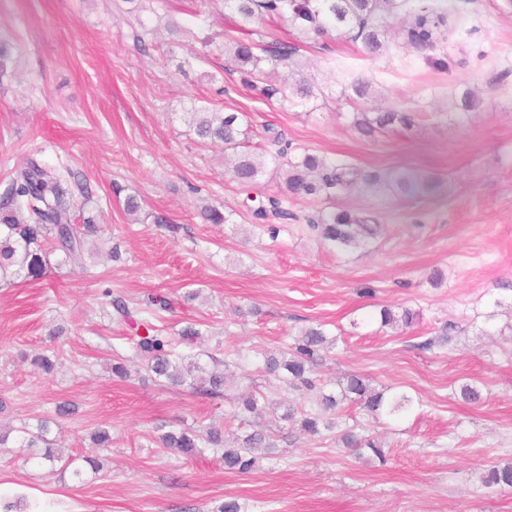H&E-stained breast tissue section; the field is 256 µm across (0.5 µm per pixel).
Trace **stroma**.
<instances>
[{
    "label": "stroma",
    "mask_w": 512,
    "mask_h": 512,
    "mask_svg": "<svg viewBox=\"0 0 512 512\" xmlns=\"http://www.w3.org/2000/svg\"><path fill=\"white\" fill-rule=\"evenodd\" d=\"M424 3L402 0L372 54L275 19L242 23L223 0H0V40L13 47L0 84V194L34 156L87 182L76 215L99 227L83 266L53 252L44 276L0 286V426L52 421L62 454L77 458L90 455L95 428L112 434L100 471L79 480L1 448L0 493L62 499L69 512H216L228 499L241 512H512L511 488L480 482L487 466L512 461V0H435L444 22L434 46L418 47L400 30ZM228 34L292 45L290 70L315 98L296 107L254 95L216 48ZM357 81L368 98L354 95ZM201 106L246 115L251 150L265 158L252 187L232 180L221 145L196 135L189 114ZM391 110L416 113L415 126L367 134L355 124ZM283 150L413 169L434 187L416 198L358 187L292 197L287 218L260 224L243 201L283 193ZM130 195L143 206L136 221ZM207 205L226 223H205ZM333 209L372 216L377 238L323 240L316 223ZM106 288L184 356L247 354L251 379H232L219 399L168 385L134 358V331L112 318ZM159 292L170 310L148 308ZM385 306L418 318L382 327ZM317 324L335 340L314 368L319 387L359 374L408 394L413 409L374 419L348 403L338 430L316 436L284 421L286 408L316 410L314 395L258 368ZM47 349L59 360L45 378L28 358ZM120 358L124 379L112 372ZM470 383L479 402L460 395ZM248 391L261 414L225 421ZM63 402L77 411L59 419ZM163 424L260 429L277 449L235 473L221 449L188 458L161 448ZM350 427L383 444L386 461L343 448L338 431Z\"/></svg>",
    "instance_id": "1"
}]
</instances>
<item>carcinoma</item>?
<instances>
[{
  "mask_svg": "<svg viewBox=\"0 0 512 512\" xmlns=\"http://www.w3.org/2000/svg\"><path fill=\"white\" fill-rule=\"evenodd\" d=\"M247 23L260 22L265 18H276L288 23L304 38H319L336 32L363 40L371 53L383 47L386 34L385 19L396 12L397 0H224ZM444 16L437 10L423 9L403 27L407 42L419 46H431L435 42L438 22ZM224 52L233 60L241 72L253 78L251 87L263 96L276 93L288 96V101L297 105L306 104L314 97L313 86L306 80L285 82L280 86L268 83L267 72L289 66L295 48L286 43L259 45L253 41L230 36L224 40ZM196 134L204 141L224 144V156L228 158V172L239 185L250 187L256 183L262 172L263 163L253 153L244 149L247 129L244 115L238 112H215L200 107L193 113ZM362 119L356 125L367 133L384 130L395 124L411 127L414 116L407 112H378L369 119L361 113ZM73 173H53L35 158L15 168L9 187L0 199V281L8 282L14 276L39 278L46 265L45 246L54 244V250L62 253L63 262L76 266L83 265L85 240L97 233L98 228L91 220L82 224L73 223V212L77 206L74 193L66 177ZM289 195L309 197L332 195L354 186H378L412 194L419 182L406 174H399L387 181L380 175L361 171L358 168L328 157L305 151L285 162L281 173ZM284 197L268 196L252 209V215L261 221L271 217L285 218L288 211L283 207ZM323 238L349 246L374 238L378 226L370 219L350 211L332 210L319 217ZM417 314L409 309L397 315L384 307L380 310L382 326L400 322L411 326ZM332 343L320 327L304 330L281 357H264L263 371L277 380H283L295 388L315 389L310 378L319 352ZM134 357L147 363L152 373L163 378L172 386H188L192 390L211 398L224 396V373L208 369L197 359H186L174 351L171 340L153 332L146 326V334L138 337ZM58 360L56 352L42 353L31 359L37 371L50 375ZM350 401L377 417L381 414L394 415L413 405L411 397L395 392L386 395L376 391L358 374H350L342 384L339 395L320 397L322 412L312 414L306 410L292 411L286 418L298 423L300 429L317 434L320 429L330 430L340 405ZM157 442L163 448H174L186 457L204 455L208 448L223 447L222 431L214 427H157ZM49 421L41 420L34 427L0 431L1 448H20L27 452V458L40 464L54 466L63 462V468L73 466V461L62 460L54 451V440L50 438ZM342 444L356 451L368 449L380 461L386 460L385 451L373 441L361 438L350 431L339 434ZM276 444L260 431H253L235 437L232 445L224 447V468L246 473L257 463L255 452L264 448L270 450ZM481 483L486 487H512V462L498 464L484 470ZM0 512H65L60 500L40 502L24 495L9 499L0 498Z\"/></svg>",
  "mask_w": 512,
  "mask_h": 512,
  "instance_id": "1",
  "label": "carcinoma"
}]
</instances>
